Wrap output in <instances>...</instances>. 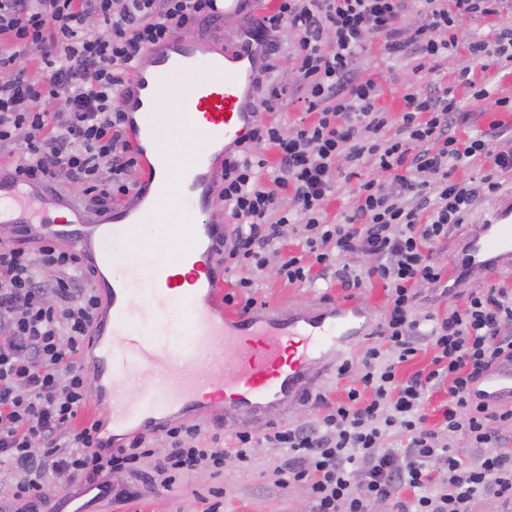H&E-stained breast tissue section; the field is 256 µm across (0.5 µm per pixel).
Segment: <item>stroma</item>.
<instances>
[{"instance_id": "1", "label": "stroma", "mask_w": 512, "mask_h": 512, "mask_svg": "<svg viewBox=\"0 0 512 512\" xmlns=\"http://www.w3.org/2000/svg\"><path fill=\"white\" fill-rule=\"evenodd\" d=\"M512 28V0H500L498 13L492 17H474L464 22L456 48L429 60L419 55L392 56L380 42H373L356 64L358 74L372 77L379 90L378 104L389 112L392 119L386 128L394 134L396 119L404 110L402 90L408 83L421 81L426 92L437 96L450 90L461 111L470 119L466 125L452 126L450 133L459 138L480 135L490 123L501 122L504 134L502 143L512 142V112L498 106L499 98L512 97V62H502L482 68L468 61L466 44L473 40L488 41L503 28ZM277 48L262 52L260 65L271 68L272 80L282 87L284 94L274 104L273 111L263 113L265 121L280 125L282 131H292L298 124L310 122L311 114L304 112L302 101L306 89L299 79L293 56L294 35L289 29H281L275 35ZM486 90L482 99H474L476 90ZM337 185L325 207L328 223L344 222L352 215L360 183L373 179L384 187H392L391 174L380 171L371 161H364L357 170H350L345 161H337ZM492 198L478 199L464 224L450 232L433 253L440 265H448L456 257L463 240L472 233L475 224L481 223L487 212L495 206ZM304 249L299 227L284 226L282 237L266 254L263 269L241 268L225 273L224 289L236 291L239 279L247 278L253 283L252 295L259 306L282 312L310 310L326 306L352 296L371 307L374 317H381L387 307V291L376 279L363 280L361 287L351 290L342 288L333 272L316 273L313 282L291 285L280 276L278 267L288 257L302 254ZM346 380L329 375L317 389L314 397L289 404L288 408L275 410L263 422L242 420L241 428L250 430L256 437L249 463H241L233 452L234 428L215 427L208 420H201V441H208L212 431L224 436L227 453L224 465L213 468L210 464L199 465L182 476L172 488L156 484V468L162 458L167 438L164 432L148 434L146 444L149 452L140 457L137 474L118 471L112 475L113 485L125 488L130 498L114 501L106 496L100 499L88 494L83 481L74 482L68 489H57L52 483H44L42 492L46 497L48 512H73L83 508L84 512H206L210 489L224 491L223 512H312V501L307 484L298 483L285 488L278 484L276 471L292 464L291 454L284 448L268 444L264 435L273 429H285L315 421L320 414V399L335 401L343 396Z\"/></svg>"}]
</instances>
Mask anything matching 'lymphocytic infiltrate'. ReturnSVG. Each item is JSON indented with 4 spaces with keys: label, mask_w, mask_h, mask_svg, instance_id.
Instances as JSON below:
<instances>
[{
    "label": "lymphocytic infiltrate",
    "mask_w": 512,
    "mask_h": 512,
    "mask_svg": "<svg viewBox=\"0 0 512 512\" xmlns=\"http://www.w3.org/2000/svg\"><path fill=\"white\" fill-rule=\"evenodd\" d=\"M408 0H279L262 27L296 34L298 72L307 87L308 111L317 120L283 135L279 126L256 123L249 142L277 149L280 160L265 175L262 156L232 151L224 157L225 210L234 229L224 238L225 261L261 268L281 228L297 219L304 256L280 267L291 284L311 279L312 265L332 268L345 287L362 277L384 283L389 308L382 323L383 347L367 348L362 370L344 399L316 422L268 435L294 462L280 482L310 485L313 512H371L380 501L394 512H472L478 497L512 512V408L474 401L469 383L501 357L512 358V289L473 291L446 316L416 305L419 284L438 285L445 270L432 259L435 246L463 224L477 197L498 196L500 174L512 171V149L496 146L498 123L489 133L459 141L449 128L467 121L448 96L427 95L422 83L403 95L405 110L394 135H385V113L375 108L377 84L356 75L355 63L373 41L390 55L409 51L434 58L457 47L466 19L496 14L499 0H424L426 24L405 35L400 21ZM212 0H0V145L23 138L17 165L25 178L49 185H80L88 207L127 196L135 185L136 158L124 137L122 89L134 63L174 31L213 21ZM95 26H88V18ZM334 42L324 48L323 33ZM34 46L40 76L16 70L15 48ZM482 156L491 168L479 185L453 181L464 160ZM371 160L395 172L396 187L361 184L345 223L329 224L322 206L336 183V162ZM293 190L292 211L279 192ZM435 191L432 209L423 199ZM418 204H410V197ZM377 257L357 274L347 257ZM93 280L70 250L47 241L36 250L0 243V465L21 471L14 497L20 512H37L44 477L59 488L78 475L104 476L132 468V452L109 453L100 422L72 423L87 403L86 376L77 356L96 316ZM433 352L432 367L401 380V364L420 343ZM447 387L440 429L426 425L427 393ZM407 439L404 460L384 440L389 431ZM464 433L476 445H496L462 463L442 434ZM171 450L156 474L173 485L184 471L208 462L220 466L224 448H194V426L167 429ZM447 472L446 480L436 475Z\"/></svg>",
    "instance_id": "1"
}]
</instances>
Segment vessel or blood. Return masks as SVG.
I'll return each mask as SVG.
<instances>
[{
  "label": "vessel or blood",
  "instance_id": "1",
  "mask_svg": "<svg viewBox=\"0 0 512 512\" xmlns=\"http://www.w3.org/2000/svg\"><path fill=\"white\" fill-rule=\"evenodd\" d=\"M261 38L252 23L223 47L195 36L156 46L146 62L133 66L122 107L141 178L131 200L105 213L0 163V221L20 233L31 224L48 225L50 239L75 251L96 274L100 307L89 341L98 351L99 379L117 387L139 367L171 379L134 396L105 395L100 408L113 430L155 432L217 406L228 426L243 415L263 419L308 398L334 362L347 360L355 340L368 334V313L353 299L313 314L224 310V281L215 267L224 227L206 215L217 164L259 116L250 88ZM166 91L176 111H159ZM188 140L195 149L175 164L176 145ZM147 224L176 225L178 236L168 243L145 237ZM160 247L167 250L164 263L144 262ZM492 265H512V199L477 225L456 268ZM116 269L122 272L117 280ZM219 349L224 356L215 359V371L201 372V354ZM470 391L488 406H512V360L492 365Z\"/></svg>",
  "mask_w": 512,
  "mask_h": 512
}]
</instances>
